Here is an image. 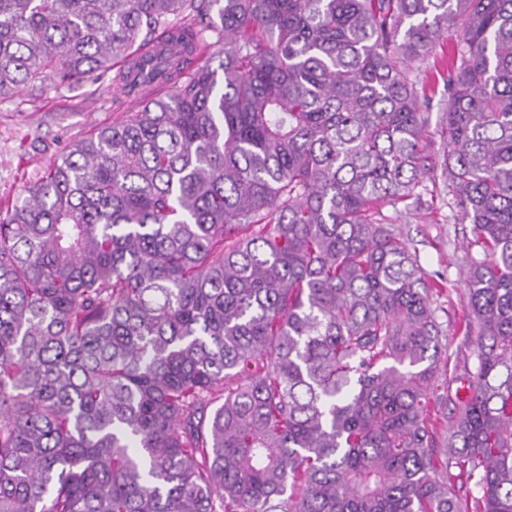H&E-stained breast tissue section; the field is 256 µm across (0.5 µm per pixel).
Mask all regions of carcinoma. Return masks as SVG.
I'll return each mask as SVG.
<instances>
[{
	"instance_id": "1",
	"label": "carcinoma",
	"mask_w": 512,
	"mask_h": 512,
	"mask_svg": "<svg viewBox=\"0 0 512 512\" xmlns=\"http://www.w3.org/2000/svg\"><path fill=\"white\" fill-rule=\"evenodd\" d=\"M112 70L0 217V512H512V0H0V98ZM426 175L483 253L442 395ZM444 94L443 82L440 80L433 100L430 102V122L427 128L426 144L432 154L437 158H442L447 150L448 130L442 121V112H440V99Z\"/></svg>"
}]
</instances>
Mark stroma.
<instances>
[{
	"mask_svg": "<svg viewBox=\"0 0 512 512\" xmlns=\"http://www.w3.org/2000/svg\"><path fill=\"white\" fill-rule=\"evenodd\" d=\"M129 101H115L112 77L97 76L76 88L47 79L0 99V208L21 200L27 188L39 183L71 143L95 128L121 121L134 111ZM395 229L416 247L427 276L444 278L449 297L440 298L445 312L440 320L443 343L451 356L449 369L439 372V383L463 367H475L476 352L464 344L457 327L467 312L468 241L470 224H456L448 209V188L443 179L425 183L419 209L385 207Z\"/></svg>",
	"mask_w": 512,
	"mask_h": 512,
	"instance_id": "1",
	"label": "stroma"
}]
</instances>
